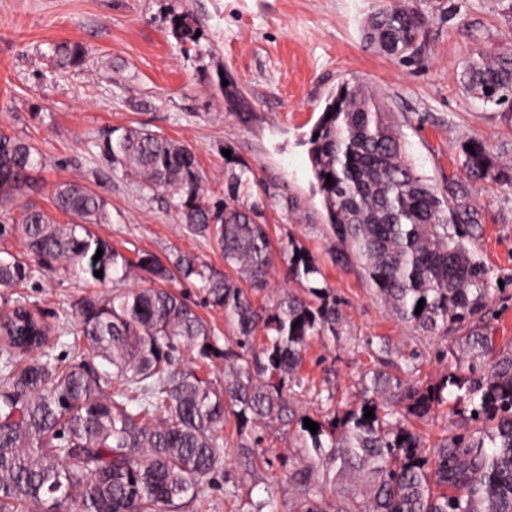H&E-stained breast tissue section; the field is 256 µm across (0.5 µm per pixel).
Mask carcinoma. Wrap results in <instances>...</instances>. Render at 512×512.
I'll return each mask as SVG.
<instances>
[{
	"label": "carcinoma",
	"mask_w": 512,
	"mask_h": 512,
	"mask_svg": "<svg viewBox=\"0 0 512 512\" xmlns=\"http://www.w3.org/2000/svg\"><path fill=\"white\" fill-rule=\"evenodd\" d=\"M173 34L183 44L198 42L185 17L174 21ZM427 37L416 0H387L366 26L370 44L397 59L418 55ZM462 77L474 98L512 112V53L478 49ZM312 133L308 158L333 234L402 321L435 336L458 333L448 350L455 369L431 388L412 380L417 364L409 358L403 367L378 369L360 407L318 421L312 434L296 401L309 389L300 374L304 352L314 338L336 335L341 320L330 288L315 285V259L289 241L282 248L288 277L308 282L307 294L287 288L273 306L255 305L276 254L260 204L246 202L249 181L231 173L227 196L212 205L192 147L145 128L111 132L105 156L143 187L178 195L180 222L212 240L224 270L181 251L167 266L150 253L131 261L88 229L112 223L111 213L102 195L78 181L54 190L55 208L70 223L29 205L21 223L0 225V235L18 237L25 248L0 258L1 287L31 282L32 259L48 271L77 266L103 286L112 283L110 294L83 297L74 325L61 329L73 344L85 342L98 368L46 351L49 325L4 302L0 512H66L71 503L78 512H186L223 463L231 415L237 447L254 468L273 465L260 428H293L306 453L289 475L299 488L293 512H512V348L497 349L484 324L489 269L465 230L481 223L470 186L512 184V164L474 137L473 151L462 149L463 176L439 193L409 162L385 98L360 82L329 96ZM42 165L32 143L0 134V201L11 200ZM135 268L198 289L206 305L224 310L234 335L219 347L214 328L181 294L123 288ZM259 330L264 343L256 352ZM194 350L203 361L224 360L223 381L180 359ZM31 352L36 356L19 359ZM450 388L464 391L466 406L456 413L477 426L426 448L410 424L448 402Z\"/></svg>",
	"instance_id": "obj_1"
}]
</instances>
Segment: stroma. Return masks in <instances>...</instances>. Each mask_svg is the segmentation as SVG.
<instances>
[{"label": "stroma", "instance_id": "35a3bbf8", "mask_svg": "<svg viewBox=\"0 0 512 512\" xmlns=\"http://www.w3.org/2000/svg\"><path fill=\"white\" fill-rule=\"evenodd\" d=\"M382 0H0V132L33 143L45 158L29 189L0 206V224L19 223L26 206L53 210L61 182L78 179L109 203L112 221L92 225L128 257L149 252L168 260L191 251L215 268L222 253L179 221L178 196L140 185L100 149L114 129L145 127L190 145L208 182L211 202L227 194L231 170L245 168L252 198L275 247L296 241L315 258L341 309L337 336L314 338L302 373L332 392L333 402L301 396L316 420L361 403L362 378L381 359L403 363L418 353L419 387L447 373L454 336H432L396 317L334 237L308 159L311 131L329 94L361 81L387 100L420 176L441 190L461 175L462 145L483 138L512 157V112L482 103L460 83L472 51H512V24L498 0H420L428 39L417 58L401 61L369 47L367 18ZM188 17L201 32L190 50L172 32ZM81 45L75 64L60 44ZM482 220L472 246L492 281L486 321L498 348H512V185L477 183ZM88 274H37L13 299L41 309L52 324L74 322L82 297L94 292ZM224 463L192 512H251L272 500L293 512L289 471L299 463L295 438L264 431L275 464L251 468L226 428ZM237 496L224 495L225 483Z\"/></svg>", "mask_w": 512, "mask_h": 512}]
</instances>
